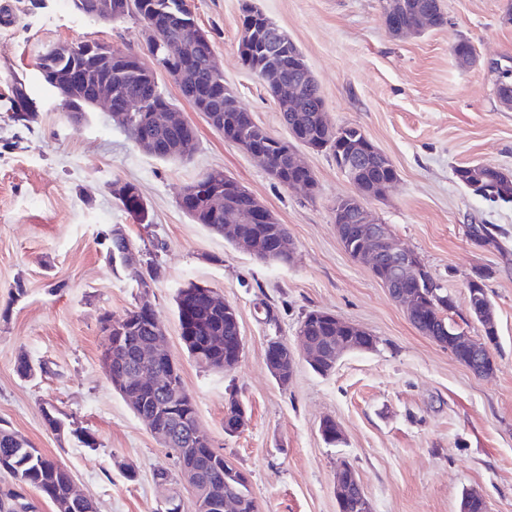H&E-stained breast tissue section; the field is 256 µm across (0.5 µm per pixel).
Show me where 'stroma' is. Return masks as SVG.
<instances>
[{
	"label": "stroma",
	"instance_id": "obj_1",
	"mask_svg": "<svg viewBox=\"0 0 512 512\" xmlns=\"http://www.w3.org/2000/svg\"><path fill=\"white\" fill-rule=\"evenodd\" d=\"M242 2L189 0L225 84L256 123L284 140L275 101L240 58ZM253 2L303 54L329 121L359 127L391 158L395 184L366 205L447 288L456 318L466 315L470 278L489 272L495 372L475 376L419 332L369 267L345 252L334 210L355 188L330 152L299 150L315 192L286 187L215 132L163 74L162 89L196 131L190 160L141 151L101 106L71 122L40 75L43 51L81 37L137 53L149 67L144 27L133 17L97 21L72 0H11L12 13L0 19V426L66 465L97 512H163L153 474L174 470L175 460L101 362L102 317L122 316L139 293L105 258L101 235L120 224L159 269L152 302L202 432L247 473L259 512H337L333 485L344 461L374 512H459L468 489L490 512H512V204L486 200L454 175L472 162L512 174V110L497 100L491 71L512 56L507 0H440L446 24L407 37L388 32L381 0ZM462 40L477 58L469 68L453 55ZM16 77L37 104L38 119L26 127L8 110ZM212 169L235 178L287 226L296 243L290 263L261 262L180 209L184 187ZM118 179L139 187L152 223H136L118 207L109 191ZM481 224L495 243L473 240L471 228ZM191 283L237 310L244 350L232 370L201 366L181 340L175 297ZM312 310L368 330L376 346L346 354L325 376L298 360L281 386L266 366L267 340L296 344ZM22 356L34 368L27 378L17 372ZM233 398L247 423L229 435L224 415ZM50 406L95 446L51 431L43 416ZM326 418L342 426L341 443L323 439ZM127 464L135 478L126 477Z\"/></svg>",
	"mask_w": 512,
	"mask_h": 512
}]
</instances>
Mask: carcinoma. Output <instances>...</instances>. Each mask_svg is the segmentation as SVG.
<instances>
[{"label": "carcinoma", "mask_w": 512, "mask_h": 512, "mask_svg": "<svg viewBox=\"0 0 512 512\" xmlns=\"http://www.w3.org/2000/svg\"><path fill=\"white\" fill-rule=\"evenodd\" d=\"M162 9L150 11L146 0H115L113 10L117 12L116 19L136 17L140 21L156 28L167 38L174 40L186 37L193 38L195 19L188 0H158ZM400 11L395 19L400 25H409L416 15L426 12L430 14V25L439 28L447 23L445 14L441 10L439 0H399ZM242 35L239 42V53L243 64L254 74L260 76L265 72L278 75L284 83L299 82L302 80L301 72L295 69L293 55L300 53L294 43L284 46L281 50L272 52L268 43L277 29V25L269 17L251 4V0H243ZM212 53L211 41L199 43L189 53V65L185 74L182 92L187 102H192L188 89L199 94L198 100L205 102L202 109L206 118L210 119L212 129L224 136V140L234 143L239 139L249 141V146L265 152L272 160L273 166L278 170L279 178L298 176L312 183L317 188L315 177L311 170L294 172L288 168V151L292 145L281 141L266 132L252 118L251 114L242 108L237 101L233 90L224 84V79H217L208 68V57ZM48 58L42 56L40 60ZM53 64L60 69L67 68L71 63L84 67L88 76V88H93L96 82L103 77V71L94 59L78 57L70 53L52 57ZM495 91L497 97L509 93L512 95V65L495 67ZM123 89L126 100L133 111L142 108L145 102L153 105H169L171 100L160 89L159 83H147L135 75H127L123 79ZM29 88L26 82L18 77L13 78L11 95L9 96V110L11 119L27 125L35 121L37 106L35 101H26ZM324 99L317 84L306 82L303 87V105L300 112L280 113L281 123L290 131L297 128L303 130L304 140L319 145V149L330 152L336 159V164L348 158L351 152L362 147L363 132L352 125L341 126L338 133L329 135L326 127L317 121L316 110L322 108ZM132 139L140 143L149 135L157 142L163 144L165 149L151 152V155L163 160H184L182 153L173 152L171 148L185 136L194 135L191 126L183 130L156 128L154 131L140 126L137 119H132L128 127ZM392 171L390 158L381 150H373L368 155V167L359 177L356 189H364L370 183L384 179ZM221 177L220 186L224 187V207L214 214L208 197L209 178ZM456 179L466 187L472 183H482L489 191L496 192L490 196L493 201L512 203V175H505L499 168L489 164H474L460 166L455 169ZM199 191L195 193L187 206L186 213L198 224H203L211 231L221 233L222 225L234 220L238 212L248 210L249 198L240 193L241 186L224 171L212 169L196 180ZM115 189L112 191L119 205L139 224H150L152 218L149 209L144 205V199L138 187L132 182H112ZM235 235L261 237L274 243L273 250L260 257L262 262H273L281 265L288 264L293 258L294 251L289 246L294 240L284 224L275 220L267 223L237 224ZM443 302L429 300L427 312L430 315L428 325L429 336L444 347H453L448 336V313L454 309V304L447 301L448 293L440 285L436 286ZM178 321L182 330V341L191 356L196 352H205V339L215 331H220L222 343L232 348L238 345L237 315L222 308L211 307L203 302L193 307L183 309L179 305L181 297H176ZM151 312L134 307L128 311L122 320L128 325L127 335L131 340L146 339L151 336ZM299 329L307 336H334L336 326L327 323L316 315L308 312L300 322ZM122 396L134 399L132 409L137 416L153 415L156 424L168 429L175 437V444L185 459L194 464L200 471V478L205 485L207 498L218 502L224 500V493L229 488L224 484V468L229 463L224 454L212 451L209 443H202L194 438L190 430L180 429L171 418L167 406L174 403L179 406L178 412L190 418L197 416L196 404L193 397L186 391L181 376L175 375L174 386L154 385L140 382L129 386L120 392ZM10 472L20 487H28L38 491L44 498L56 505L67 498L73 476L69 469L60 461L41 452L26 440H18L17 436L0 428V469ZM154 483L166 499L178 496L174 489L176 481L167 470H158L154 473ZM238 498L243 503L241 512H257V505L249 490V478H244L234 486ZM31 508L20 494L13 489L0 490V512H18L19 509Z\"/></svg>", "instance_id": "obj_1"}]
</instances>
